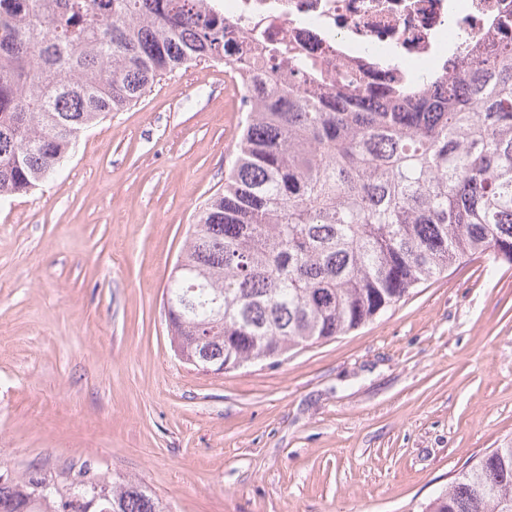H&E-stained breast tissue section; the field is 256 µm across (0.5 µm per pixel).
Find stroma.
I'll use <instances>...</instances> for the list:
<instances>
[{"instance_id":"obj_1","label":"stroma","mask_w":512,"mask_h":512,"mask_svg":"<svg viewBox=\"0 0 512 512\" xmlns=\"http://www.w3.org/2000/svg\"><path fill=\"white\" fill-rule=\"evenodd\" d=\"M244 121L223 64L197 63L0 201V473L90 464L169 512H423L512 446V265L453 264L274 364H186L165 287Z\"/></svg>"}]
</instances>
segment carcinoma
Returning <instances> with one entry per match:
<instances>
[{
    "mask_svg": "<svg viewBox=\"0 0 512 512\" xmlns=\"http://www.w3.org/2000/svg\"><path fill=\"white\" fill-rule=\"evenodd\" d=\"M213 60L245 127L199 212L166 314L186 360L214 372L275 363L385 313L448 265L512 264V9L496 36L409 89L326 79L253 54L216 0H0V199L57 173L77 134L160 76ZM0 473V512H166L139 482L83 469L67 492ZM425 512H512V447L464 467Z\"/></svg>",
    "mask_w": 512,
    "mask_h": 512,
    "instance_id": "obj_1",
    "label": "carcinoma"
}]
</instances>
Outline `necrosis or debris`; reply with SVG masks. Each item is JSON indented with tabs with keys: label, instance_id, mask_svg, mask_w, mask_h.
I'll list each match as a JSON object with an SVG mask.
<instances>
[{
	"label": "necrosis or debris",
	"instance_id": "necrosis-or-debris-1",
	"mask_svg": "<svg viewBox=\"0 0 512 512\" xmlns=\"http://www.w3.org/2000/svg\"><path fill=\"white\" fill-rule=\"evenodd\" d=\"M512 0H224V20L262 46L292 44L328 78L363 73L375 83L412 84V64L435 69L441 49L463 55L495 36ZM395 51L372 69L371 52Z\"/></svg>",
	"mask_w": 512,
	"mask_h": 512
}]
</instances>
